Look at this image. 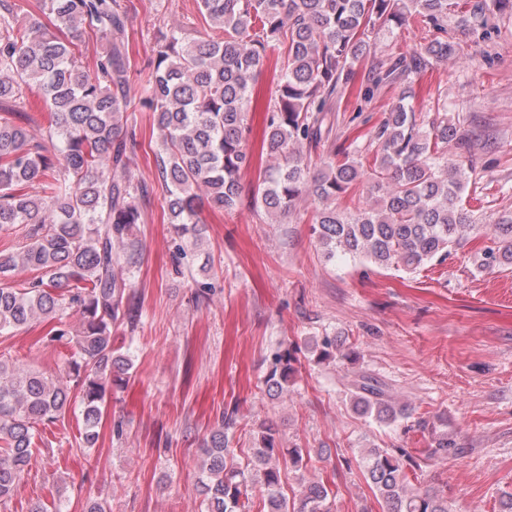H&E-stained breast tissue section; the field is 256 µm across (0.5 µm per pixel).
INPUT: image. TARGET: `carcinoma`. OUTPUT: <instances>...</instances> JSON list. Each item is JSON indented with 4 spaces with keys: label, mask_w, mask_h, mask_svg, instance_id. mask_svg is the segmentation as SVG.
Wrapping results in <instances>:
<instances>
[{
    "label": "carcinoma",
    "mask_w": 512,
    "mask_h": 512,
    "mask_svg": "<svg viewBox=\"0 0 512 512\" xmlns=\"http://www.w3.org/2000/svg\"><path fill=\"white\" fill-rule=\"evenodd\" d=\"M199 12L222 36L188 40L183 29L158 32L142 84L130 96L127 14L120 0H39L24 12L17 0H0V228L29 225L26 243L0 253V332L19 330L43 316L77 308L72 332L59 328L51 340L74 346L65 373L25 371L0 360V506L17 493L35 447L39 426L65 417L69 382L82 392V428L77 442L92 448L112 395L132 358L112 346V323H134L139 307L116 270L131 263L146 183L130 171L134 113L152 112L159 131L156 155L164 202L180 243L177 262L203 245V203L232 210L242 200L241 172L249 166L246 133L252 86L272 56L280 79L266 109V150L273 161L258 176L251 202L274 217L297 211L302 199L315 204L312 233L329 258L341 254L377 268L414 272L443 261L477 227L464 194L470 173L451 162L444 145L469 148L448 105L418 112L406 91L374 133L372 166L363 147L329 142L328 115L351 92L355 66L375 57L374 38L419 19L434 38L409 58L384 70L374 66L369 99L387 85L410 84L454 53L448 41L449 0H198ZM512 9V0H476L472 17ZM89 32L103 45L95 71L83 64L78 42ZM38 91L47 124L37 136L19 110L27 92ZM328 144L322 168L313 170L304 149ZM36 183L40 194L24 188ZM350 198L352 206L340 207ZM492 245L478 261L482 270L512 267V211L491 228ZM30 267L35 279L11 285L15 271ZM297 350L276 351L265 384L270 395L285 390L295 373ZM353 408L381 423L397 420L395 402L381 385L362 376ZM221 418L201 448L197 490L202 512H331L332 491L319 481L301 485L290 499L283 491L280 460L302 469L308 448H284L270 425L259 426L248 466L240 467ZM459 451L442 433L435 446L415 457L405 448H371L363 475L388 512H449L448 498L434 489L412 488L407 469L420 460Z\"/></svg>",
    "instance_id": "carcinoma-1"
}]
</instances>
